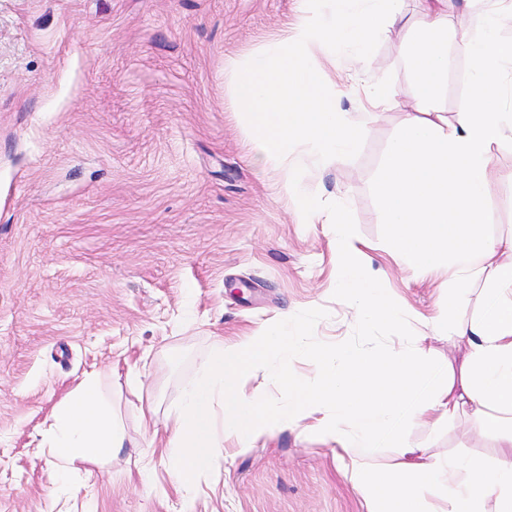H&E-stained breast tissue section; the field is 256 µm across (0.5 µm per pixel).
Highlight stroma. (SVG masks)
<instances>
[{
    "mask_svg": "<svg viewBox=\"0 0 512 512\" xmlns=\"http://www.w3.org/2000/svg\"><path fill=\"white\" fill-rule=\"evenodd\" d=\"M307 0H0V512H368L331 445L284 428L227 460L188 494L149 445L158 420L217 337L238 341L294 313L317 340L411 348L439 367L465 349L430 320L447 277L390 255L375 182L416 86L403 30L373 46L397 105L364 121L355 152L316 174L319 204L347 207L366 262L408 317L366 329L335 295L327 225L300 224L284 170L266 165L230 99L239 62L284 34ZM470 59L448 52L440 106L466 107ZM482 219L512 235V141L490 148ZM146 375L126 383L129 366ZM102 375L126 447L68 480L41 432L85 374ZM427 456L494 462L502 451L470 414L407 428Z\"/></svg>",
    "mask_w": 512,
    "mask_h": 512,
    "instance_id": "1",
    "label": "stroma"
}]
</instances>
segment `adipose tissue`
Masks as SVG:
<instances>
[{"label": "adipose tissue", "instance_id": "1", "mask_svg": "<svg viewBox=\"0 0 512 512\" xmlns=\"http://www.w3.org/2000/svg\"><path fill=\"white\" fill-rule=\"evenodd\" d=\"M288 32L270 41L236 75L233 104L249 138L263 146L265 162L286 170L285 190L298 202L296 221H326L336 249L340 303L371 327L393 328L406 315L383 293L363 261L344 206L322 214L309 172L340 163L352 153L362 127L339 112L329 86L343 81L362 90L360 109L379 115L396 100L395 88L372 77L370 47L390 28L406 29L403 63L419 95L403 113L376 182L377 219L389 225L392 255L409 271L447 273L448 304L434 321L449 338L466 340L460 370L437 371L403 348L382 353L344 343H324L293 314L229 344L216 342L202 357L199 375L185 388L177 414L164 423L163 445L176 491L197 486L225 459L285 427L338 446L345 472L369 512H512V238L493 240L481 229L493 143L512 139V39L499 31L512 21V0H486L478 36L460 40L473 61L469 101L447 115L439 107L448 83V13L444 0H419L421 24L410 29L401 0H315ZM491 272L477 313L457 311V284ZM305 357L313 376L299 375ZM260 372L276 387L267 397L244 384ZM436 385L412 407L404 400L426 379ZM472 406L504 450L495 465L476 458H431L411 443L406 427L458 419ZM391 439L406 459L372 469L369 452ZM60 465L118 455L124 437L92 372L70 390L43 434Z\"/></svg>", "mask_w": 512, "mask_h": 512}]
</instances>
